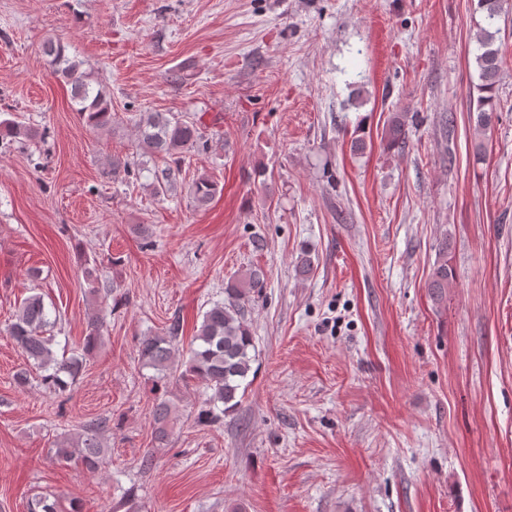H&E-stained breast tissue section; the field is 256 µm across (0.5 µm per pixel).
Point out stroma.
<instances>
[{"mask_svg":"<svg viewBox=\"0 0 512 512\" xmlns=\"http://www.w3.org/2000/svg\"><path fill=\"white\" fill-rule=\"evenodd\" d=\"M482 19L476 0H0V119L36 132L0 138V512L37 494L59 512H512V16L497 22L503 110L480 159ZM50 38L102 80L109 130L79 119ZM142 112L209 140L164 199L147 175L107 173L135 155ZM395 112L417 116L401 149L385 140ZM202 176L219 192L200 208ZM444 239L453 281L437 304ZM88 267L107 297L90 295ZM250 267L267 274L245 311L257 372L203 425L199 383L174 374L156 392L139 341L177 313L187 351ZM34 293L57 315L56 354L91 313L104 322L61 397L7 334ZM160 394L175 412L162 444ZM106 415V468L53 460Z\"/></svg>","mask_w":512,"mask_h":512,"instance_id":"1","label":"stroma"}]
</instances>
